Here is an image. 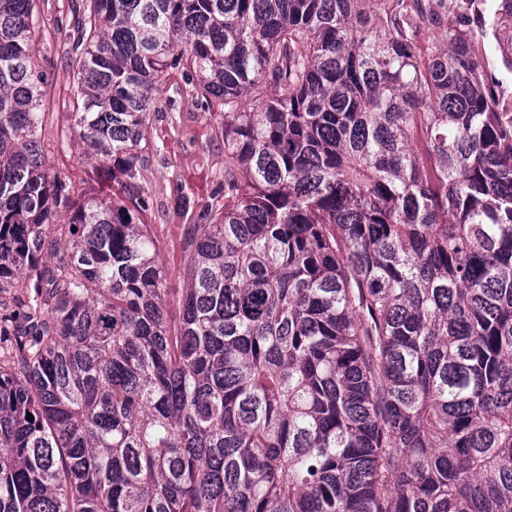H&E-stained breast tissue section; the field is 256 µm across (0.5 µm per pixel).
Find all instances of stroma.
I'll return each instance as SVG.
<instances>
[{
  "label": "stroma",
  "instance_id": "stroma-1",
  "mask_svg": "<svg viewBox=\"0 0 512 512\" xmlns=\"http://www.w3.org/2000/svg\"><path fill=\"white\" fill-rule=\"evenodd\" d=\"M86 0H37L35 14V64L48 72L44 98L48 116L38 136L52 170L64 174L76 192L91 190L104 197L112 192V180L94 163L81 160L80 150L61 134L73 119L77 63L68 52L73 29L71 5ZM493 0H480L469 29L479 47L486 71L504 99L512 102V65L505 62L491 33L482 29L481 14L490 12ZM196 74L186 68L167 70L161 81L159 108L149 116L153 150L148 151L144 172L152 208L143 215L154 233L155 248L170 272L169 285L181 287L185 259L179 248L183 225L195 223L197 212L209 203L218 175L224 169V142L214 129L218 112L204 107L196 95ZM191 197L194 209L184 212L182 200Z\"/></svg>",
  "mask_w": 512,
  "mask_h": 512
}]
</instances>
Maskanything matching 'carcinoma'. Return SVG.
Here are the masks:
<instances>
[{
	"label": "carcinoma",
	"instance_id": "1",
	"mask_svg": "<svg viewBox=\"0 0 512 512\" xmlns=\"http://www.w3.org/2000/svg\"><path fill=\"white\" fill-rule=\"evenodd\" d=\"M474 2L90 0L64 138L100 199L50 173L36 0H0V512H512V111ZM490 29L512 65V0ZM180 66L224 180L175 291L138 179ZM471 12V22L467 28L479 47L480 59L489 77L498 85L501 97L512 102V65L502 59L493 35L481 28L480 15Z\"/></svg>",
	"mask_w": 512,
	"mask_h": 512
}]
</instances>
